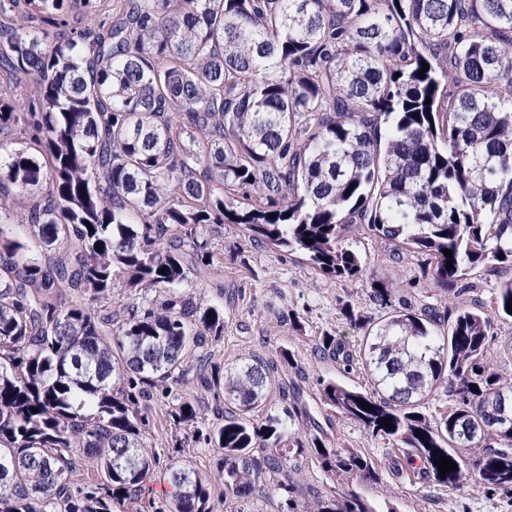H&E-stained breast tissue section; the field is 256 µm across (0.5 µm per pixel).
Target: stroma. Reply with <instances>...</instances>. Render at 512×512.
Here are the masks:
<instances>
[{
  "label": "stroma",
  "instance_id": "obj_1",
  "mask_svg": "<svg viewBox=\"0 0 512 512\" xmlns=\"http://www.w3.org/2000/svg\"><path fill=\"white\" fill-rule=\"evenodd\" d=\"M348 243L365 260V274L354 280H337L319 274L299 254L254 243L239 226L228 224L214 240L212 276L198 283L196 290L206 301L224 304V334L210 350L212 367L220 369L246 356L277 364L282 384L270 391L268 411H308L330 443L361 449L378 460L383 441L338 418L321 402L320 380L359 386L366 381L363 371H344L333 356L317 354L316 344L322 336L334 335L350 350H357L360 333L350 327L342 309L352 306L355 314L367 321L382 316V309L367 296L371 278L385 281L394 301L415 300L440 313L448 306V296L422 278L423 255L409 251L392 255L380 239L363 229L352 232ZM284 348L294 355L292 365L280 362ZM184 455L212 484V512H277L276 501L261 495L225 501L220 457L213 449L200 444L185 449ZM300 463L297 499L301 502L311 500L318 491H353L377 504L381 512L392 504L399 512H512V499L504 496L457 495L420 484L405 487L393 497L386 483L344 485L311 458L301 457Z\"/></svg>",
  "mask_w": 512,
  "mask_h": 512
}]
</instances>
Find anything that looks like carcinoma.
<instances>
[{
  "mask_svg": "<svg viewBox=\"0 0 512 512\" xmlns=\"http://www.w3.org/2000/svg\"><path fill=\"white\" fill-rule=\"evenodd\" d=\"M33 15L40 26L22 24ZM0 71V512H124L161 462L145 445L157 394L219 450L226 497L377 512L352 491L300 509L291 455L305 453L348 482L385 469L397 486L512 497V429L483 427L492 401L512 400L486 357L512 279L490 306L464 297L468 274L512 263V0H0ZM218 224L350 279L364 267L343 231L362 224L453 293L443 318L392 305L374 279L382 319L344 310L358 354L320 339L371 380H324L321 400L402 450L384 469L316 423L298 437L292 412L255 419L276 383L255 357L200 373L217 422L173 393L224 333V307L186 292L211 271ZM116 288L160 296L94 309ZM440 392L449 410L426 415ZM78 451L99 480L74 482ZM441 456L458 469L441 476ZM166 470L165 512H211L190 461Z\"/></svg>",
  "mask_w": 512,
  "mask_h": 512,
  "instance_id": "1",
  "label": "carcinoma"
}]
</instances>
